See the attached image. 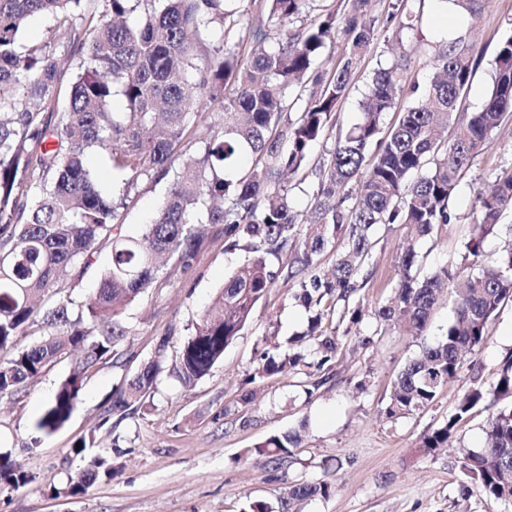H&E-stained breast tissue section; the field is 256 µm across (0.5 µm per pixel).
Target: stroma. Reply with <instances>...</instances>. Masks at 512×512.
<instances>
[{
  "mask_svg": "<svg viewBox=\"0 0 512 512\" xmlns=\"http://www.w3.org/2000/svg\"><path fill=\"white\" fill-rule=\"evenodd\" d=\"M389 3L370 0L376 36L336 110L339 127L357 123L367 83L394 59ZM442 13L439 0H425L421 26L403 32L411 59L408 75L425 80L435 52L449 38L482 48L462 103L463 111H478L491 87L495 46L512 35V0H485L477 16L460 14L451 30L439 23ZM510 170L512 121L493 133L491 145L463 174L449 202L454 222L421 239V274L460 261L480 195ZM163 191V185L146 180L132 189L122 215L130 234L149 221ZM410 235L405 224L375 229L377 244L361 291L363 318L334 365V380L313 396H305L292 377L276 376L258 385L249 380L264 344H287L307 325L308 311L293 298L296 283L281 279L226 348L223 363L190 389L161 373L152 407L109 428L104 419L112 414L114 391L150 359L161 338L178 350L216 289L242 262L244 251L225 249L223 233L210 229L191 270L175 273L161 293L142 295L127 306L124 317L134 329L128 353L117 363L101 364L87 379L64 428L31 447L33 426L68 374L69 362L48 367L19 394L0 397V452L9 453L32 477L18 490L0 487V512H246L255 501L277 507L285 488L302 481L327 483L329 493L297 503L298 512H512L511 505L487 500L461 469L464 453L482 447L483 427L499 403L487 400L475 408L446 448L429 453L421 446L426 434L447 422L475 381L491 382L512 357V300L504 302L488 326L486 343L464 356L461 372L434 404L397 420L382 413L397 373L423 345L442 336L453 317L451 302L441 300L418 337L377 317V309L395 297L397 266ZM246 391L253 399L239 404ZM302 422L307 428L301 447L278 468L263 467L260 459L248 456V448ZM89 437L95 440L94 452L112 456L119 469L83 494L65 495L67 474L82 464L73 449Z\"/></svg>",
  "mask_w": 512,
  "mask_h": 512,
  "instance_id": "obj_1",
  "label": "stroma"
}]
</instances>
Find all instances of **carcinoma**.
<instances>
[{"label":"carcinoma","instance_id":"carcinoma-1","mask_svg":"<svg viewBox=\"0 0 512 512\" xmlns=\"http://www.w3.org/2000/svg\"><path fill=\"white\" fill-rule=\"evenodd\" d=\"M256 0H0V396L15 395L50 364L67 359L68 375L35 423L50 434L70 420L87 374L123 353L133 329L124 306L171 284L187 271L209 227L219 226L229 248L243 247L245 262L224 279L175 356L173 373L194 385L224 360V350L249 324L253 311L280 275L299 282L295 294L311 312L306 348L263 349L250 382L274 376H305L312 397L330 377L311 382V370L329 371L346 344L344 322L361 321L360 275L371 258L378 224H410L419 240L451 223L448 202L491 133L512 118V36L493 59L492 86L482 108L460 104L471 89L480 54L451 41L437 53L425 86L408 81L404 58L375 72L360 104V121L333 140L317 180L310 223L301 229L280 182L306 169L308 153L329 135L332 114L348 96L357 56L375 39L368 0H339L308 26L293 30L310 0H266L270 30L249 34L247 59L226 34ZM137 26L128 24L135 12ZM51 16L55 32L30 43L29 20ZM396 34L413 30L421 7L395 0ZM343 37L349 51L323 78V49ZM68 82L64 101L58 95ZM417 101L404 107L398 124L383 129L404 87ZM307 95L291 115V98ZM125 111H113L115 97ZM224 114L218 124L198 116ZM196 146L197 154L188 150ZM92 151L106 153L124 181L115 197L103 192L87 165ZM252 154L263 176L239 169ZM141 180L166 181L152 220L140 234L127 233L121 211L129 189ZM512 213V173L481 198L462 261L419 277V253L409 245L398 265L395 302L378 309L412 336L423 335L439 293L457 289L453 319L398 373L383 414L398 419L433 404L463 366L462 354L481 347L488 325L512 297V240L486 259L484 244L502 217ZM340 244L331 271L319 256ZM107 251L97 287L81 300L77 284ZM288 257L284 268L271 259ZM336 321L332 328L326 322ZM35 328L41 340L23 347L19 337ZM168 361V341L113 396L112 412L124 419L150 402ZM512 398V363L489 384L464 394L448 422L422 439L435 451L455 425L486 399ZM302 438L295 431L249 449L275 466ZM463 473L493 502H512V408L492 415L485 446L463 457ZM112 461L92 457L68 474L62 492L78 495L112 479ZM28 472L0 456V484L18 490ZM325 483L288 486L279 512L325 496Z\"/></svg>","mask_w":512,"mask_h":512}]
</instances>
